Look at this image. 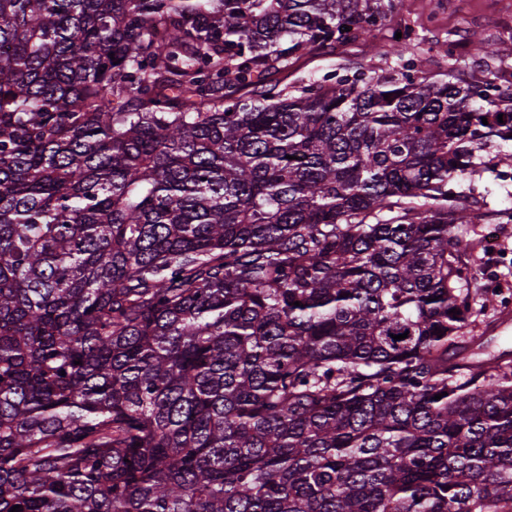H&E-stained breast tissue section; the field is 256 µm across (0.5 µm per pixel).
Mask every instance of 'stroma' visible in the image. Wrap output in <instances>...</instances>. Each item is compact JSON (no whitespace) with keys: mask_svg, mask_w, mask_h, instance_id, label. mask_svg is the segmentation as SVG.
Here are the masks:
<instances>
[{"mask_svg":"<svg viewBox=\"0 0 512 512\" xmlns=\"http://www.w3.org/2000/svg\"><path fill=\"white\" fill-rule=\"evenodd\" d=\"M408 27L414 32L416 53L423 58L426 70L433 74L447 70L444 49L450 43L456 57L463 60L461 78L477 81L484 73L467 60L468 38L475 32L492 43L511 42L512 0H397L379 35L298 54L287 68L273 72L271 79L282 87L300 86L344 75L346 67L356 65L371 76L382 73L394 64L389 53L393 33ZM457 189L464 197L484 201L486 218L476 228L473 285L512 296V160L493 159L482 176L462 181ZM489 228L497 238L492 250L482 239Z\"/></svg>","mask_w":512,"mask_h":512,"instance_id":"1","label":"stroma"}]
</instances>
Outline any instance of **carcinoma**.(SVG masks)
Here are the masks:
<instances>
[{
	"mask_svg": "<svg viewBox=\"0 0 512 512\" xmlns=\"http://www.w3.org/2000/svg\"><path fill=\"white\" fill-rule=\"evenodd\" d=\"M381 2L0 0V512H512L455 191L512 89L409 29L266 82Z\"/></svg>",
	"mask_w": 512,
	"mask_h": 512,
	"instance_id": "carcinoma-1",
	"label": "carcinoma"
}]
</instances>
